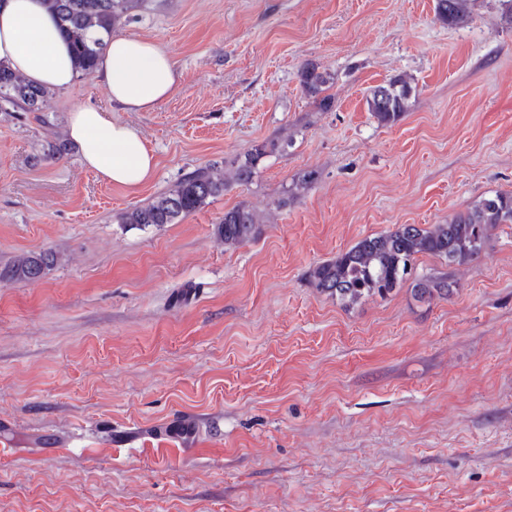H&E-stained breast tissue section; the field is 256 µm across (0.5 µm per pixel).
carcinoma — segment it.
Segmentation results:
<instances>
[{
	"label": "carcinoma",
	"mask_w": 512,
	"mask_h": 512,
	"mask_svg": "<svg viewBox=\"0 0 512 512\" xmlns=\"http://www.w3.org/2000/svg\"><path fill=\"white\" fill-rule=\"evenodd\" d=\"M47 8L71 45L77 71L89 75L108 46V40L122 19L138 8L139 0H46ZM470 0H436L438 19L448 26L466 23ZM330 77L307 63L301 71L303 90L321 96ZM410 82L395 77L369 89L365 96L367 111L378 124H395L406 111L411 96ZM48 90L35 86L0 63V98L21 105L29 112L41 109ZM322 106L332 105V97L321 96ZM282 148L277 140L257 144L238 163L236 179L251 181L258 162ZM224 175L212 167L199 168L177 182L167 192L143 206H136L120 216L121 223L142 228L176 224L197 211L207 200L224 193ZM512 224V193L497 192L480 198L466 212L446 224H400L395 229L365 236L336 258L315 265L309 283L318 292L336 300L345 309L369 298L389 297L409 282L413 297L419 302L448 299L454 293L448 274L418 275L416 263L423 255L438 258L450 267L471 263L484 249L492 228ZM261 233L256 213L247 206H237L224 213L215 225L217 238L224 248H237L254 241ZM61 261L51 251L22 253L0 269V281L34 282L44 278Z\"/></svg>",
	"instance_id": "obj_1"
}]
</instances>
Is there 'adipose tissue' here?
I'll return each mask as SVG.
<instances>
[{
    "label": "adipose tissue",
    "instance_id": "obj_1",
    "mask_svg": "<svg viewBox=\"0 0 512 512\" xmlns=\"http://www.w3.org/2000/svg\"><path fill=\"white\" fill-rule=\"evenodd\" d=\"M0 63L30 82L66 89L77 74L73 55L43 0H0ZM96 74L114 105L148 111L164 101L175 85L176 64L154 41L113 36ZM68 134L82 165L115 186L137 189L153 174L156 162L141 134L90 105L75 107Z\"/></svg>",
    "mask_w": 512,
    "mask_h": 512
}]
</instances>
